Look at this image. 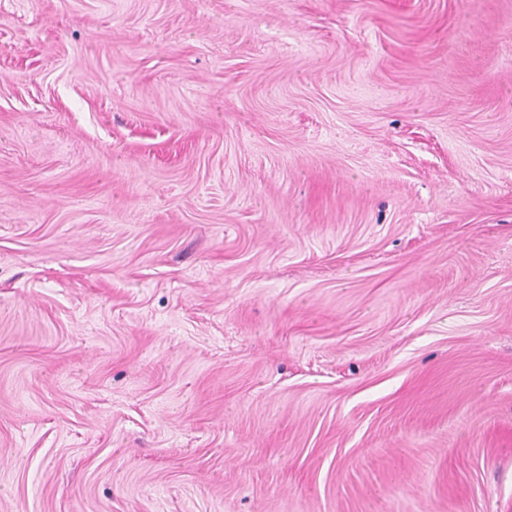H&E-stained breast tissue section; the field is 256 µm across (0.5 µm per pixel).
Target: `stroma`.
Masks as SVG:
<instances>
[{
	"mask_svg": "<svg viewBox=\"0 0 512 512\" xmlns=\"http://www.w3.org/2000/svg\"><path fill=\"white\" fill-rule=\"evenodd\" d=\"M0 512H512V0H0Z\"/></svg>",
	"mask_w": 512,
	"mask_h": 512,
	"instance_id": "35a3bbf8",
	"label": "stroma"
}]
</instances>
